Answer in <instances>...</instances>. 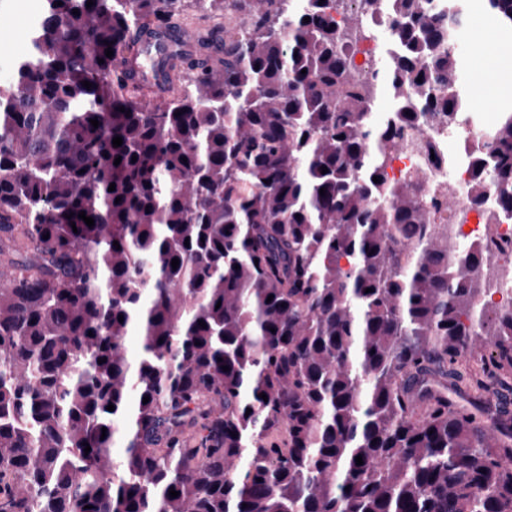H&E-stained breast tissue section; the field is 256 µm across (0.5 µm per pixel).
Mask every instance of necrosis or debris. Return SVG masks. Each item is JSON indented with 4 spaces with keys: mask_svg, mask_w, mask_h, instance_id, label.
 <instances>
[{
    "mask_svg": "<svg viewBox=\"0 0 512 512\" xmlns=\"http://www.w3.org/2000/svg\"><path fill=\"white\" fill-rule=\"evenodd\" d=\"M491 134L490 128L471 123L433 120L431 128L413 130L401 139L392 151L387 168L389 177L398 178L406 172L422 170L427 174L426 192L447 189L457 200L455 211L443 214L441 221L448 227V240L458 247L491 245L492 261L480 270L483 307L512 306V219L500 224H486L479 209L471 207L467 189L473 170L467 159H459L454 165L437 167L433 155L447 152L449 143L469 149L483 143Z\"/></svg>",
    "mask_w": 512,
    "mask_h": 512,
    "instance_id": "necrosis-or-debris-1",
    "label": "necrosis or debris"
}]
</instances>
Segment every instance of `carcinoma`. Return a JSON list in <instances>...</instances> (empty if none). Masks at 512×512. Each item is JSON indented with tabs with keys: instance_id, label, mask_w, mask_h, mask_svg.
Returning a JSON list of instances; mask_svg holds the SVG:
<instances>
[{
	"instance_id": "1",
	"label": "carcinoma",
	"mask_w": 512,
	"mask_h": 512,
	"mask_svg": "<svg viewBox=\"0 0 512 512\" xmlns=\"http://www.w3.org/2000/svg\"><path fill=\"white\" fill-rule=\"evenodd\" d=\"M61 2L0 84V512H512V412L458 404L512 384V308L448 191L386 173L468 111L466 0H391L380 81V0H194L192 51L187 0ZM482 2L496 46L512 0ZM145 28L188 74L162 105L114 66ZM468 157L512 217V110ZM385 45V41L382 36L374 41L365 43L360 47L359 53L357 54V62L366 67V69L374 70L380 67L381 52Z\"/></svg>"
}]
</instances>
